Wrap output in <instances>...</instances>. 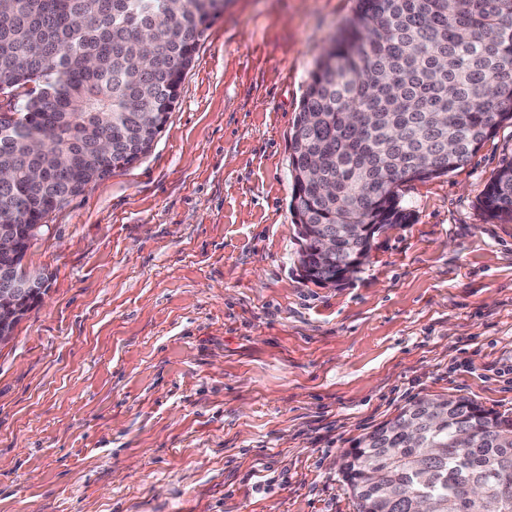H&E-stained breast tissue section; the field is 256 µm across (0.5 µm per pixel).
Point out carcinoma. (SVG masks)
Masks as SVG:
<instances>
[{"mask_svg":"<svg viewBox=\"0 0 512 512\" xmlns=\"http://www.w3.org/2000/svg\"><path fill=\"white\" fill-rule=\"evenodd\" d=\"M217 3L186 0L173 12L168 0H0V81L16 90L0 119V167L12 172L0 182V218L29 224L57 196L147 154ZM151 25L166 49L143 68L135 38ZM506 123L512 0H357L311 74L291 136L297 223L312 228L302 256L321 234L336 236L317 280H333L355 251L368 259L371 236L348 225L411 223L399 186L459 168ZM45 134L59 148L76 144L65 165L34 179L39 160L27 145ZM102 136L110 158L95 148ZM482 206L512 221V160L486 184ZM339 471L357 512H417L419 490L434 512H512V417L465 397H422L358 438Z\"/></svg>","mask_w":512,"mask_h":512,"instance_id":"1","label":"carcinoma"}]
</instances>
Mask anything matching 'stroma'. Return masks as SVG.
Masks as SVG:
<instances>
[{
	"instance_id": "obj_1",
	"label": "stroma",
	"mask_w": 512,
	"mask_h": 512,
	"mask_svg": "<svg viewBox=\"0 0 512 512\" xmlns=\"http://www.w3.org/2000/svg\"><path fill=\"white\" fill-rule=\"evenodd\" d=\"M357 0H224L151 151L53 210L0 345V512H357L336 461L425 395L512 416V125L307 281L290 138ZM481 202L489 217L512 221V160L503 164L486 184Z\"/></svg>"
}]
</instances>
